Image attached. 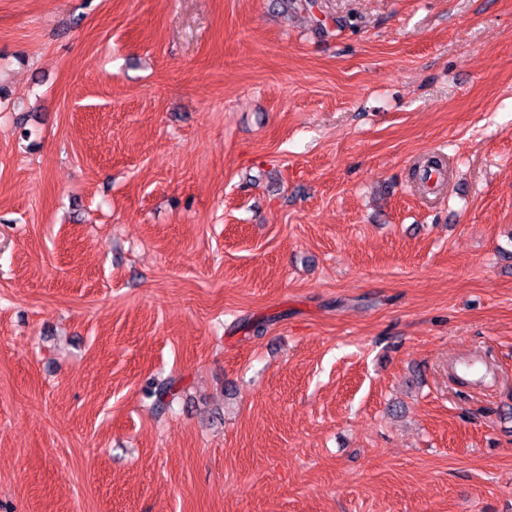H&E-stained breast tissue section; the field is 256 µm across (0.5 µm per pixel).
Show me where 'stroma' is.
Here are the masks:
<instances>
[{
    "instance_id": "stroma-1",
    "label": "stroma",
    "mask_w": 512,
    "mask_h": 512,
    "mask_svg": "<svg viewBox=\"0 0 512 512\" xmlns=\"http://www.w3.org/2000/svg\"><path fill=\"white\" fill-rule=\"evenodd\" d=\"M276 2L0 0V512H512V0ZM176 386L173 380L161 383H152L149 388V397L154 398L153 409L162 411L169 406L176 396Z\"/></svg>"
}]
</instances>
